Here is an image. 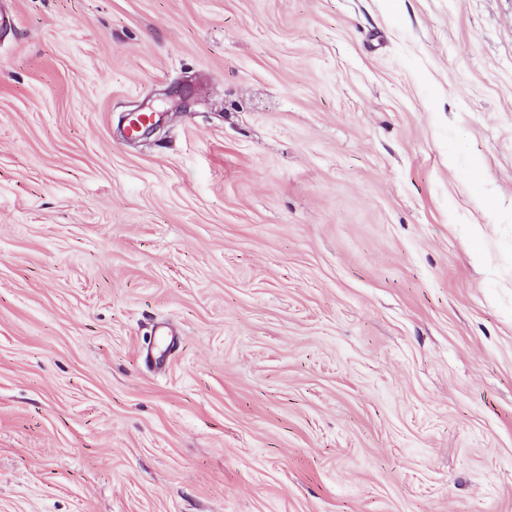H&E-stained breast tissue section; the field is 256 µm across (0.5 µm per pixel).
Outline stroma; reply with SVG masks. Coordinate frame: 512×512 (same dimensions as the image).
Segmentation results:
<instances>
[{"mask_svg": "<svg viewBox=\"0 0 512 512\" xmlns=\"http://www.w3.org/2000/svg\"><path fill=\"white\" fill-rule=\"evenodd\" d=\"M0 10V512H512V0Z\"/></svg>", "mask_w": 512, "mask_h": 512, "instance_id": "35a3bbf8", "label": "stroma"}]
</instances>
